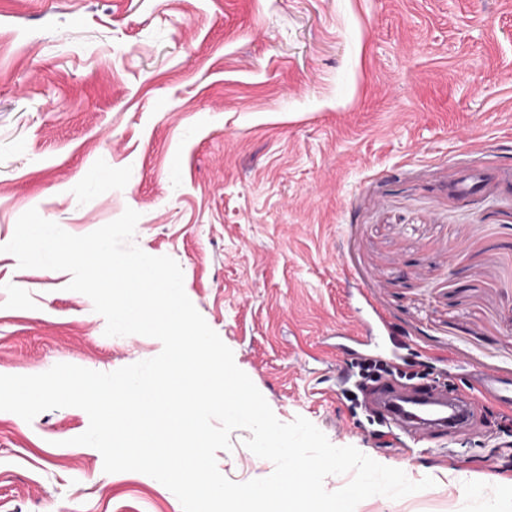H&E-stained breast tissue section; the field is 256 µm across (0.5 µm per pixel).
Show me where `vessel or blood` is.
I'll list each match as a JSON object with an SVG mask.
<instances>
[{
  "instance_id": "b4317fda",
  "label": "vessel or blood",
  "mask_w": 512,
  "mask_h": 512,
  "mask_svg": "<svg viewBox=\"0 0 512 512\" xmlns=\"http://www.w3.org/2000/svg\"><path fill=\"white\" fill-rule=\"evenodd\" d=\"M337 335L360 344L369 345L376 339L375 328L365 321L340 320ZM492 399L512 408V383L487 373L481 378L478 394L455 401L439 395L429 387L399 388L384 384L368 396L370 408L378 410L393 437L410 441H433L481 425L480 402Z\"/></svg>"
}]
</instances>
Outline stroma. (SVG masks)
I'll return each mask as SVG.
<instances>
[{"label": "stroma", "instance_id": "35a3bbf8", "mask_svg": "<svg viewBox=\"0 0 512 512\" xmlns=\"http://www.w3.org/2000/svg\"><path fill=\"white\" fill-rule=\"evenodd\" d=\"M32 208L74 235L139 212L278 420L435 481L355 512H481L512 483L511 410L406 450L342 397L335 330L381 313L373 356L452 395L512 380V0H0V374L157 356L4 252ZM88 426L0 411V512H183ZM250 436L216 454L232 481L274 470Z\"/></svg>", "mask_w": 512, "mask_h": 512}]
</instances>
